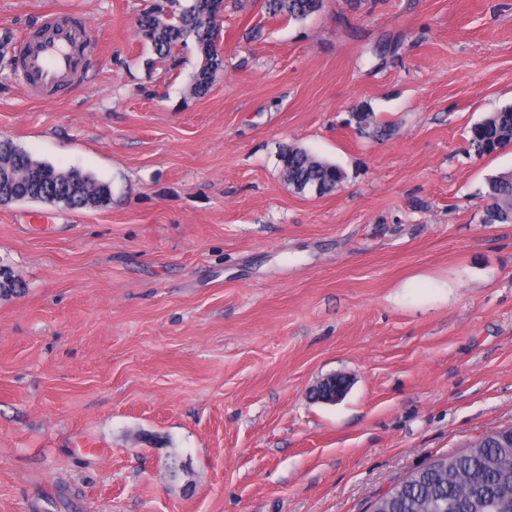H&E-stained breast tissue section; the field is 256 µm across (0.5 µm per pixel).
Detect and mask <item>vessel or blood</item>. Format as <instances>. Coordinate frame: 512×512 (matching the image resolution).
I'll use <instances>...</instances> for the list:
<instances>
[{
    "instance_id": "b4317fda",
    "label": "vessel or blood",
    "mask_w": 512,
    "mask_h": 512,
    "mask_svg": "<svg viewBox=\"0 0 512 512\" xmlns=\"http://www.w3.org/2000/svg\"><path fill=\"white\" fill-rule=\"evenodd\" d=\"M91 26L76 12L45 11L39 30L17 45L18 76L29 95H62L88 72Z\"/></svg>"
}]
</instances>
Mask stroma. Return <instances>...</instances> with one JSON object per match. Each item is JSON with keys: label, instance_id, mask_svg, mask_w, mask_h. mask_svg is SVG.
Here are the masks:
<instances>
[{"label": "stroma", "instance_id": "stroma-1", "mask_svg": "<svg viewBox=\"0 0 512 512\" xmlns=\"http://www.w3.org/2000/svg\"><path fill=\"white\" fill-rule=\"evenodd\" d=\"M152 0H0V139L110 184L0 204V512H367L512 425V224L467 131L512 104V0H224V68L153 63ZM92 25L86 79L28 98L46 9ZM375 112L392 134H361ZM341 167L294 193L279 154ZM347 381L336 404L315 398ZM182 464L168 468L170 455ZM323 0H265L264 7L268 14L287 20L303 21L309 15L318 13L323 8ZM224 67V59L215 63L214 67L199 68L195 71L189 86V94L195 97L206 95L209 91L215 76L219 70ZM486 198V223L512 224V174L489 177Z\"/></svg>", "mask_w": 512, "mask_h": 512}]
</instances>
